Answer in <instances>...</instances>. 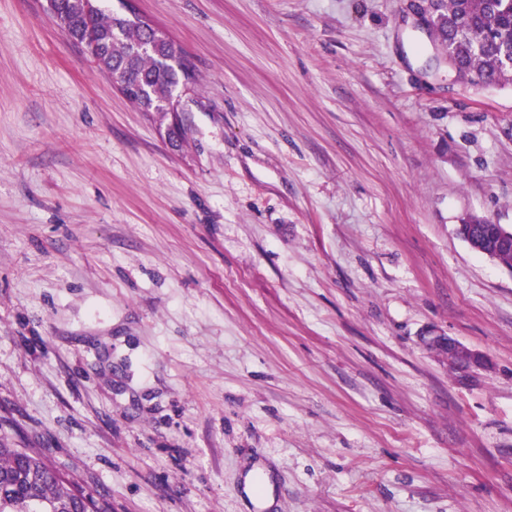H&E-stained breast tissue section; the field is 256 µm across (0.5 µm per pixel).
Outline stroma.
<instances>
[{
  "instance_id": "stroma-1",
  "label": "stroma",
  "mask_w": 512,
  "mask_h": 512,
  "mask_svg": "<svg viewBox=\"0 0 512 512\" xmlns=\"http://www.w3.org/2000/svg\"><path fill=\"white\" fill-rule=\"evenodd\" d=\"M196 74L172 147L0 0V424L112 512H512V85L403 0H136ZM480 354L453 367L428 346ZM458 232L473 252L490 259L501 252L498 262L512 268V252L507 251L512 250V227L486 220L479 230H474L471 224H459ZM429 344L433 347H448V359L452 362L451 355L455 358V364L462 367L470 368L472 366L481 365V358L477 353L470 351L469 349L456 343L454 340L443 337L435 338Z\"/></svg>"
}]
</instances>
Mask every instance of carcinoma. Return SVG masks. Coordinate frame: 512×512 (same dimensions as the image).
<instances>
[{
  "instance_id": "1",
  "label": "carcinoma",
  "mask_w": 512,
  "mask_h": 512,
  "mask_svg": "<svg viewBox=\"0 0 512 512\" xmlns=\"http://www.w3.org/2000/svg\"><path fill=\"white\" fill-rule=\"evenodd\" d=\"M48 10L75 42L84 44L115 84L132 90L127 100L162 123L171 143L183 140L171 107L179 90L195 91L196 78L181 48L151 20H125L92 0H48ZM430 32L452 59L463 85L512 84V0H430ZM0 512H112L41 448H16L0 438Z\"/></svg>"
}]
</instances>
